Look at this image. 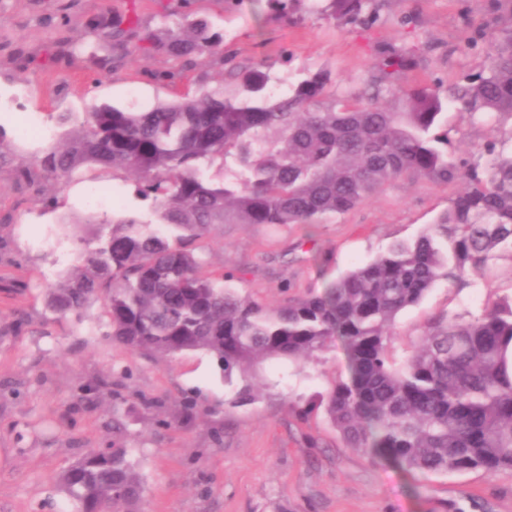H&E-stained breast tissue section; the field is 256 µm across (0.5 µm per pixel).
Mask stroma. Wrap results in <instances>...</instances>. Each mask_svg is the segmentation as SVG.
Segmentation results:
<instances>
[{
	"label": "stroma",
	"mask_w": 512,
	"mask_h": 512,
	"mask_svg": "<svg viewBox=\"0 0 512 512\" xmlns=\"http://www.w3.org/2000/svg\"><path fill=\"white\" fill-rule=\"evenodd\" d=\"M173 0H0V512H65L59 479L92 448H130L143 479L142 512H512V471L413 475L377 465L345 447L323 410L306 413L345 375L341 347L295 363L263 362L225 375L214 357L187 352L169 360L133 352L105 335L99 305L59 318L46 290L80 263L96 227L86 188L111 187L103 212L151 216L127 170L86 167L73 179L36 168L44 146L19 139L31 112L51 124L83 118L102 103L146 109L223 85L241 90L239 74L268 69L287 88L329 71L330 92L360 91L378 50L415 48L413 67L394 86L448 84L481 71L506 20L495 0H381L371 27L341 25L319 8L287 17L267 0H190L193 18L224 37L222 54L179 71L175 61L130 41L114 71L89 67L82 46L89 23L108 14L137 15L145 34L179 23ZM77 51L56 66L43 59L55 40ZM448 158L458 166L483 159L488 142L512 134V118L477 123L444 117ZM28 168L34 181L19 187ZM456 193L405 174L367 201L319 224H228L208 253L229 287L260 303L318 292L397 239L415 237ZM512 295V249L483 273L444 282L402 312L394 329L403 356L436 318L463 321ZM250 384L252 399L236 393ZM193 400L192 417L183 403Z\"/></svg>",
	"instance_id": "1"
}]
</instances>
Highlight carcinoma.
Listing matches in <instances>:
<instances>
[{
	"instance_id": "obj_1",
	"label": "carcinoma",
	"mask_w": 512,
	"mask_h": 512,
	"mask_svg": "<svg viewBox=\"0 0 512 512\" xmlns=\"http://www.w3.org/2000/svg\"><path fill=\"white\" fill-rule=\"evenodd\" d=\"M324 2L331 19L370 25L380 0ZM122 24L97 19L103 41L84 49L91 67L110 71L129 53L124 35L134 30ZM144 40L191 65L223 37L192 19ZM412 55L380 51L365 92L336 95L326 107L317 103L331 84L327 71L276 96L269 74L249 69L241 98L212 90L145 111L102 104L86 113L37 165L67 179L85 166L131 169L158 222L97 217L98 234L83 243L81 264L48 289L47 309L65 317L98 302L113 342L167 359L204 351L227 376L338 344L347 376L309 411L323 408L346 447L421 475L512 470V302L470 321L440 318L404 359L391 353L402 311L512 245V137L462 170L448 162V136L438 132L450 108L476 120L512 117V23L492 43L486 72L446 87L391 90ZM216 162L234 178L212 182ZM405 173L464 189L415 239L353 266L318 294L258 303L224 286V272L203 258L217 226L312 224ZM59 488L71 512H139L144 492L129 449L115 445L89 449Z\"/></svg>"
}]
</instances>
